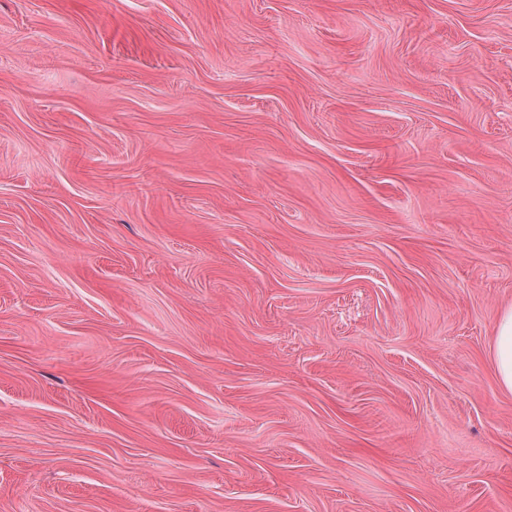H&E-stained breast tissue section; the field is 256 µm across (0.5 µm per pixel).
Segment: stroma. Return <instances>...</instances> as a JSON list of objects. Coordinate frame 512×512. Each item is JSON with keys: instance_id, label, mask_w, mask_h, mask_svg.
Listing matches in <instances>:
<instances>
[{"instance_id": "stroma-1", "label": "stroma", "mask_w": 512, "mask_h": 512, "mask_svg": "<svg viewBox=\"0 0 512 512\" xmlns=\"http://www.w3.org/2000/svg\"><path fill=\"white\" fill-rule=\"evenodd\" d=\"M512 0H0V512H512ZM491 357L500 388L512 394V305L505 307L499 316Z\"/></svg>"}]
</instances>
